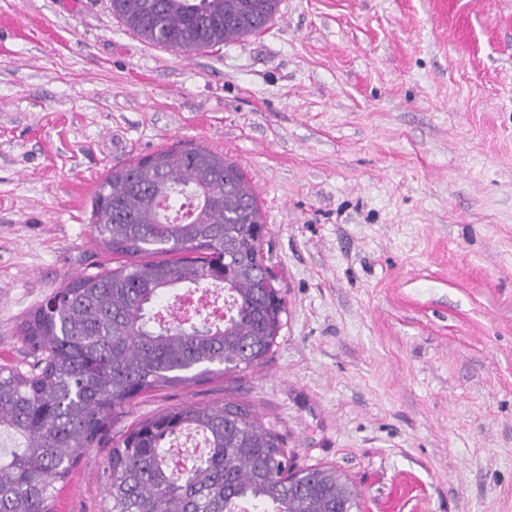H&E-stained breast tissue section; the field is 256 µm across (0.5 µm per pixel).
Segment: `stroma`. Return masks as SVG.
I'll use <instances>...</instances> for the list:
<instances>
[{
  "label": "stroma",
  "mask_w": 512,
  "mask_h": 512,
  "mask_svg": "<svg viewBox=\"0 0 512 512\" xmlns=\"http://www.w3.org/2000/svg\"><path fill=\"white\" fill-rule=\"evenodd\" d=\"M201 145L263 211L287 308L260 366L144 394L113 427L249 404L361 512H512V0H281L245 41L149 44L110 0H0V366L23 318L116 265L112 167ZM105 448L56 512H100Z\"/></svg>",
  "instance_id": "1"
}]
</instances>
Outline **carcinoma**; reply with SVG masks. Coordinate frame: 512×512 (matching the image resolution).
Wrapping results in <instances>:
<instances>
[{"mask_svg": "<svg viewBox=\"0 0 512 512\" xmlns=\"http://www.w3.org/2000/svg\"><path fill=\"white\" fill-rule=\"evenodd\" d=\"M280 0H111L144 41L202 50L265 29ZM182 196L167 218L160 203ZM103 247L126 258L80 275L20 324L33 362L0 367V431L21 444L0 454V512H55L57 484L79 452L100 447L133 400L266 361L283 296L264 263L265 224L239 166L206 147L160 150L114 167L91 204ZM217 284L224 318L166 319L161 296ZM186 429L208 451L177 468L163 444ZM101 512H358L332 466L295 468L283 436L237 401L187 405L140 421L113 445Z\"/></svg>", "mask_w": 512, "mask_h": 512, "instance_id": "obj_1", "label": "carcinoma"}]
</instances>
